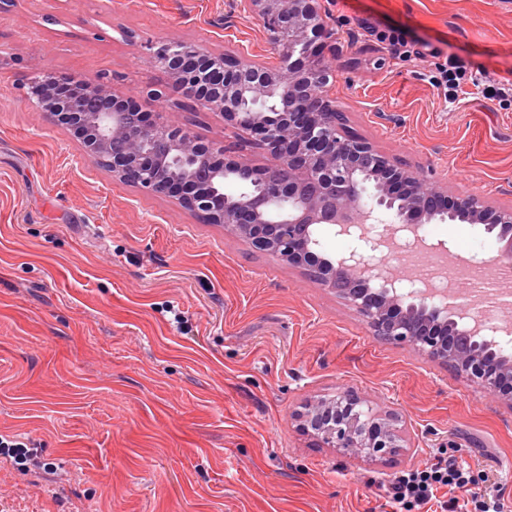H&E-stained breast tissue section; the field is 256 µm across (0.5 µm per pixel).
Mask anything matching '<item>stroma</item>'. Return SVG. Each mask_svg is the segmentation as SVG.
I'll list each match as a JSON object with an SVG mask.
<instances>
[{"mask_svg": "<svg viewBox=\"0 0 512 512\" xmlns=\"http://www.w3.org/2000/svg\"><path fill=\"white\" fill-rule=\"evenodd\" d=\"M344 131L450 193L512 205V111L449 107L361 20L512 82V0H323ZM275 60L236 0H0V434L45 466H0V512H395V474L455 456L473 492L512 500V408L404 346L303 270L114 178L41 112L35 72L177 99L142 42ZM168 120L269 154L220 113ZM436 241L491 259L494 235L436 219ZM351 390L398 416L407 446L371 460L303 433Z\"/></svg>", "mask_w": 512, "mask_h": 512, "instance_id": "obj_1", "label": "stroma"}]
</instances>
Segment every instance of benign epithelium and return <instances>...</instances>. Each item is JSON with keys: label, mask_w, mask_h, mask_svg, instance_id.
Masks as SVG:
<instances>
[{"label": "benign epithelium", "mask_w": 512, "mask_h": 512, "mask_svg": "<svg viewBox=\"0 0 512 512\" xmlns=\"http://www.w3.org/2000/svg\"><path fill=\"white\" fill-rule=\"evenodd\" d=\"M321 2L241 0L277 50L276 65L214 54L186 40L142 45L191 106L221 113L248 135L247 143L273 157L270 165L228 155L223 142L160 120L110 83L39 74L32 89L42 110L112 176L168 196L304 270L356 309L374 336L427 354L512 408V354L485 335L486 310L469 300L434 305L419 291L405 293L407 276L381 260L397 254L404 236L422 241V225L438 217L482 225L495 234L497 258L512 262V207L450 195L448 187L344 133L330 95L325 51L333 33ZM320 228L356 246L328 256L316 237ZM300 426L332 448L371 458L388 457L406 442L394 414L375 411L351 391L309 405Z\"/></svg>", "instance_id": "obj_1"}]
</instances>
